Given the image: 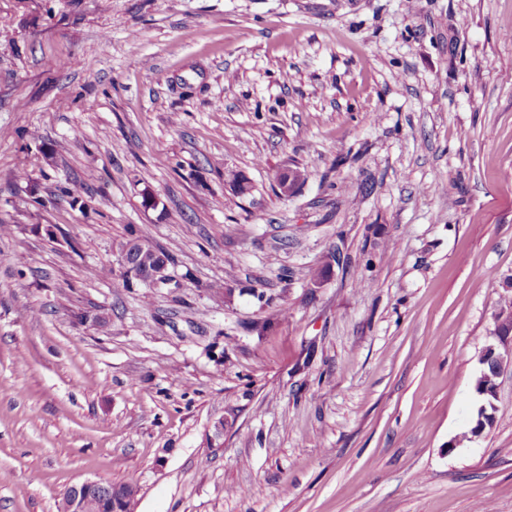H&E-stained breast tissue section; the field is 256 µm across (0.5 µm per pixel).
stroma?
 Wrapping results in <instances>:
<instances>
[{
	"label": "stroma",
	"instance_id": "1",
	"mask_svg": "<svg viewBox=\"0 0 512 512\" xmlns=\"http://www.w3.org/2000/svg\"><path fill=\"white\" fill-rule=\"evenodd\" d=\"M0 224V512H512V0H0ZM123 257L127 263L135 266L137 271L143 277L147 285H151L155 279L164 280L168 277L166 274L168 264L172 262L171 256L165 251L154 247L145 240L134 239L126 242L122 247ZM167 263L164 270L165 275L160 274L162 264ZM127 276L139 278L138 273L131 266L125 264ZM158 274V275H157ZM497 326L504 325L507 328H509L508 335L503 336H497L496 339L498 341L499 347L495 346H489L486 351L485 355H487V358L484 360V362L488 360H495L496 362V368L495 371L497 373V378L501 374V372L504 370L506 365L512 364V314H502L497 315L495 318ZM511 326V329H510ZM502 348V354H498V350ZM495 371L493 367L487 366L486 368V374H487V381L486 383H491L493 381V377L495 375ZM109 483L100 480H86L76 484L69 489L70 511L69 512H88L91 506L99 509V512H127L130 511L127 499L118 497L114 490L125 496H132L137 493L136 487L126 484L108 487Z\"/></svg>",
	"mask_w": 512,
	"mask_h": 512
}]
</instances>
